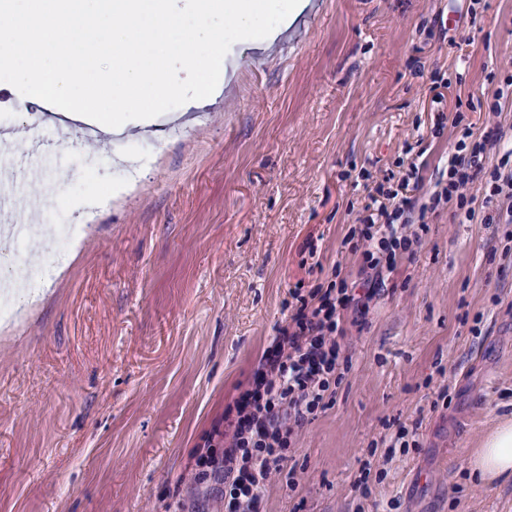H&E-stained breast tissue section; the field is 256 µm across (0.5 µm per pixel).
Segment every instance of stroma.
I'll return each instance as SVG.
<instances>
[{
	"instance_id": "obj_1",
	"label": "stroma",
	"mask_w": 512,
	"mask_h": 512,
	"mask_svg": "<svg viewBox=\"0 0 512 512\" xmlns=\"http://www.w3.org/2000/svg\"><path fill=\"white\" fill-rule=\"evenodd\" d=\"M460 23L448 26L449 10ZM445 85L433 86V72ZM512 0H327L293 54L244 68L234 94L119 146L37 148L33 99L0 82V134L16 188L41 196L24 252L72 205L94 233L48 295L0 323V512H177L194 454L288 315L290 291L357 277L345 238L368 195L422 163L426 204L459 136L501 127L486 168L512 151ZM500 111H492L493 103ZM137 182L131 194L111 188ZM444 203L417 227L362 326L348 369L298 432L260 512H512V478L478 485L471 464L512 421V223ZM410 447L392 448L399 426ZM370 466L372 494L358 479Z\"/></svg>"
}]
</instances>
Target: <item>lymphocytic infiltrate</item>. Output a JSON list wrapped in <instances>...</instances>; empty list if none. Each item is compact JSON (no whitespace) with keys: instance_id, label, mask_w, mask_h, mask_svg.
Masks as SVG:
<instances>
[{"instance_id":"f902f5d3","label":"lymphocytic infiltrate","mask_w":512,"mask_h":512,"mask_svg":"<svg viewBox=\"0 0 512 512\" xmlns=\"http://www.w3.org/2000/svg\"><path fill=\"white\" fill-rule=\"evenodd\" d=\"M503 137L499 128L474 135L463 127L448 157L445 180L430 198L431 209L453 201L473 218L467 185L487 178L485 203L498 197H512V173L486 171L483 158L489 146ZM417 176L409 169L397 190L386 192V204L368 202L353 229V251L363 256L361 284L351 287L346 280H334L300 293L292 290L293 303L270 346L251 373L242 381L224 415L223 426L208 434L220 442L224 468L217 483L224 500V512H258L271 476L286 458L298 430L318 410L325 408L347 366L342 341L346 314L362 323L384 283L386 271L394 269L400 255L410 252L419 237L411 233L415 205L406 190Z\"/></svg>"}]
</instances>
